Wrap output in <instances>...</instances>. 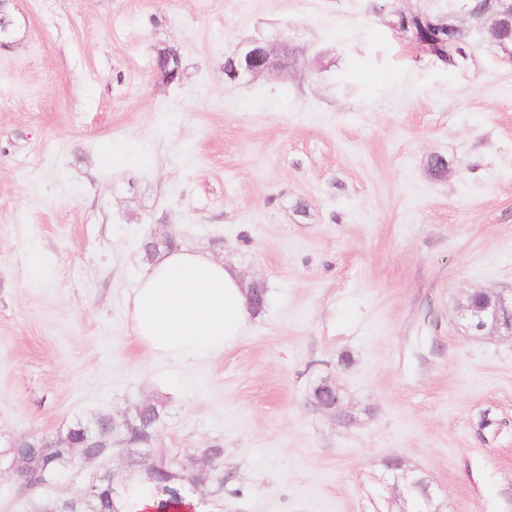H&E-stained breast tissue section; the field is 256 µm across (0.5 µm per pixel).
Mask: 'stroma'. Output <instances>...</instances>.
Wrapping results in <instances>:
<instances>
[{
	"instance_id": "35a3bbf8",
	"label": "stroma",
	"mask_w": 512,
	"mask_h": 512,
	"mask_svg": "<svg viewBox=\"0 0 512 512\" xmlns=\"http://www.w3.org/2000/svg\"><path fill=\"white\" fill-rule=\"evenodd\" d=\"M468 0H12L0 49V450L145 402L207 512H512V337L465 294L512 297V64L450 66L392 27ZM287 67L229 79L251 42ZM171 47L181 76L155 63ZM448 170L434 177L432 157ZM266 293L222 355L180 362L128 315L146 237ZM335 385L337 409L311 404ZM113 455L51 484L76 496ZM480 299L478 303L476 299ZM458 319L477 334L512 335V298L510 303L499 293L478 290L467 295L457 310Z\"/></svg>"
}]
</instances>
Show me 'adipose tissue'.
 <instances>
[{"label":"adipose tissue","mask_w":512,"mask_h":512,"mask_svg":"<svg viewBox=\"0 0 512 512\" xmlns=\"http://www.w3.org/2000/svg\"><path fill=\"white\" fill-rule=\"evenodd\" d=\"M248 313L237 272L190 248L161 251L140 276L129 304L137 341L176 360L223 354L243 335Z\"/></svg>","instance_id":"adipose-tissue-1"}]
</instances>
